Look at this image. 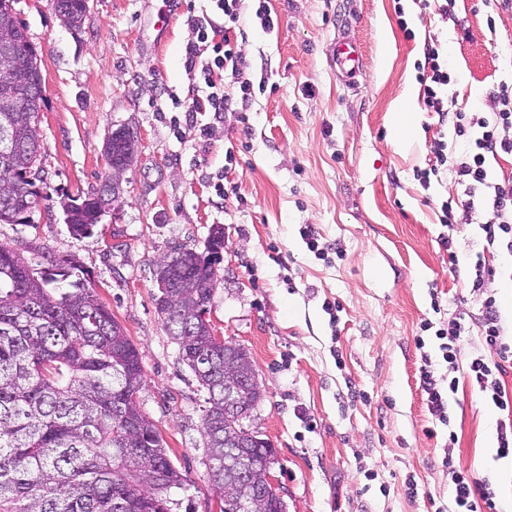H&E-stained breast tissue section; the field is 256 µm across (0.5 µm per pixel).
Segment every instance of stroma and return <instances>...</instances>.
<instances>
[{
  "label": "stroma",
  "mask_w": 512,
  "mask_h": 512,
  "mask_svg": "<svg viewBox=\"0 0 512 512\" xmlns=\"http://www.w3.org/2000/svg\"><path fill=\"white\" fill-rule=\"evenodd\" d=\"M262 4L274 29L256 15ZM18 8L46 83L40 127L51 203L31 223L0 224V243L35 263L76 257L139 350L141 407L186 477L168 495L169 512H219V503L206 465L208 394L156 310L155 271L176 247L203 251L217 225L225 248L212 321L254 361L262 399L252 426L277 450L288 512H448V452L457 467L487 477L502 512H512L499 411L466 385L450 398L452 428L437 429L418 388L421 323L438 327L476 309L439 238L452 234L460 258L473 257L488 216L462 212L447 229L438 214L459 191L453 176L426 189L414 178L430 140L450 131L424 109L426 44L448 54L457 107L496 111L498 85L512 80V10L456 0L448 18L420 0H242L253 85L243 125L229 113L177 120L169 110L170 93L187 94L188 20L213 11L212 0H89L75 34L49 0ZM162 9L175 21L160 35ZM344 27L364 54L347 82L330 59ZM404 98L419 127L399 142L391 122ZM121 124L137 130L142 147L118 209L92 234H73L59 201L99 187L105 139ZM224 178L234 188L226 198L216 192ZM308 225L331 246L327 256L308 250Z\"/></svg>",
  "instance_id": "1"
}]
</instances>
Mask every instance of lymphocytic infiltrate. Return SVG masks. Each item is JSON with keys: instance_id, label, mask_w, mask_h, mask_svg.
<instances>
[{"instance_id": "lymphocytic-infiltrate-1", "label": "lymphocytic infiltrate", "mask_w": 512, "mask_h": 512, "mask_svg": "<svg viewBox=\"0 0 512 512\" xmlns=\"http://www.w3.org/2000/svg\"><path fill=\"white\" fill-rule=\"evenodd\" d=\"M215 7L224 16L223 26H215L207 16H194L190 26L194 32L185 50V70L192 83L188 99L170 95V108L175 112H211L215 116L233 112L240 123H247L240 114L239 104L218 90V82L231 80L239 83L243 95H250L251 84L246 79L248 63L238 42L242 32L241 0H214ZM423 102L427 111L437 114L440 121L450 122L456 148H449L444 138L431 141L425 167L414 175L422 186H429L432 177L441 171L450 172L462 188L461 198L445 201L440 207L439 221L452 228L456 212L477 207L491 211L490 221L481 224L483 248L468 264H461L453 249L452 237L441 240L448 252L450 271L465 269L466 285L478 302L477 314L464 318H450L443 328L436 330L438 349L448 366L447 381H440L430 363L419 368V386L426 398L431 417L443 426L451 424L448 399L456 394L461 384H469L491 402L502 416L497 422V455L512 456V393L508 392L503 375L512 364V336L501 323L499 305L494 295L485 289L487 280L496 276L498 269L491 259L498 254L512 256V181L493 178L488 156L512 155V84L502 83L497 88L501 103L499 111H450L444 91L450 81L448 62L442 50L427 45L424 51ZM479 330L483 349L475 354L463 353L461 345L472 330ZM454 512H499L497 493L487 479L462 471L453 457H445Z\"/></svg>"}]
</instances>
